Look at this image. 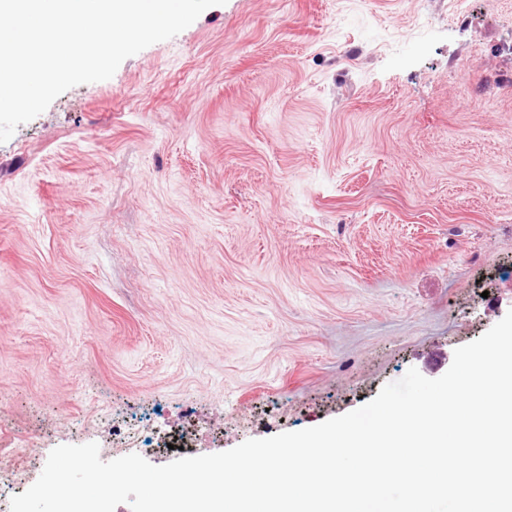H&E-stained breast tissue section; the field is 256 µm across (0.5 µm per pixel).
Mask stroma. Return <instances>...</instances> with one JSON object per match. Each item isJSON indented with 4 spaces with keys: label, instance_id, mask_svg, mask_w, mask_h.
Segmentation results:
<instances>
[{
    "label": "stroma",
    "instance_id": "stroma-1",
    "mask_svg": "<svg viewBox=\"0 0 512 512\" xmlns=\"http://www.w3.org/2000/svg\"><path fill=\"white\" fill-rule=\"evenodd\" d=\"M511 310L512 0H226L0 143V512L57 446L314 427Z\"/></svg>",
    "mask_w": 512,
    "mask_h": 512
}]
</instances>
